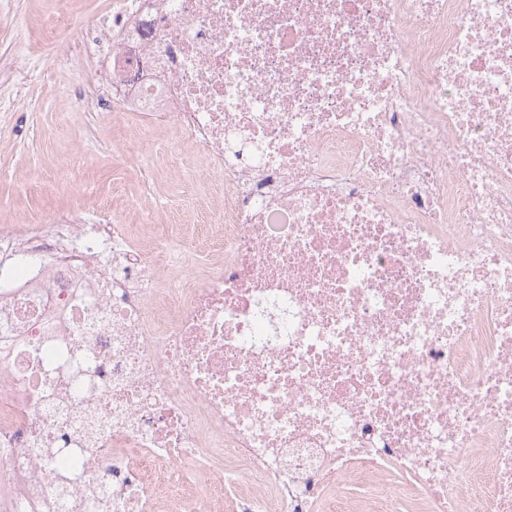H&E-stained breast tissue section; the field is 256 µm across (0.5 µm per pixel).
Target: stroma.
<instances>
[{
    "instance_id": "1",
    "label": "stroma",
    "mask_w": 512,
    "mask_h": 512,
    "mask_svg": "<svg viewBox=\"0 0 512 512\" xmlns=\"http://www.w3.org/2000/svg\"><path fill=\"white\" fill-rule=\"evenodd\" d=\"M113 0H0L16 28L0 27V67L11 66L16 33H23L39 65L0 79V224L68 211L93 213L105 197L127 201L120 221L138 224L144 212L159 222L196 223V210L213 209L202 196L192 210L172 194L176 141L166 132L134 142L132 121L101 124L79 109L73 91L84 78L72 66L75 32L50 33L62 12L109 15Z\"/></svg>"
}]
</instances>
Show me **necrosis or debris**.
<instances>
[{
    "instance_id": "necrosis-or-debris-1",
    "label": "necrosis or debris",
    "mask_w": 512,
    "mask_h": 512,
    "mask_svg": "<svg viewBox=\"0 0 512 512\" xmlns=\"http://www.w3.org/2000/svg\"><path fill=\"white\" fill-rule=\"evenodd\" d=\"M72 23L220 237L0 224V512H512V0Z\"/></svg>"
}]
</instances>
